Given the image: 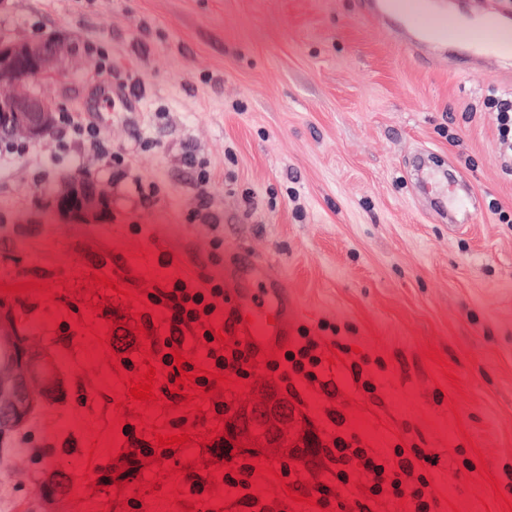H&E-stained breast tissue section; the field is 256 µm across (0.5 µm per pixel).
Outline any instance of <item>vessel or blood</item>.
I'll use <instances>...</instances> for the list:
<instances>
[{"mask_svg": "<svg viewBox=\"0 0 512 512\" xmlns=\"http://www.w3.org/2000/svg\"><path fill=\"white\" fill-rule=\"evenodd\" d=\"M368 18L400 16L398 40L417 58L429 60L431 48L453 43L470 51L469 63L495 60L501 32L493 19L470 25L461 22L438 0H358ZM224 283L234 306V332L240 342L260 356L282 348L288 340L293 298L288 281L274 263L248 251H232L224 266Z\"/></svg>", "mask_w": 512, "mask_h": 512, "instance_id": "vessel-or-blood-1", "label": "vessel or blood"}]
</instances>
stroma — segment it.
<instances>
[{
  "instance_id": "35a3bbf8",
  "label": "stroma",
  "mask_w": 512,
  "mask_h": 512,
  "mask_svg": "<svg viewBox=\"0 0 512 512\" xmlns=\"http://www.w3.org/2000/svg\"><path fill=\"white\" fill-rule=\"evenodd\" d=\"M0 38L67 46L59 73L34 87L54 112L94 122L108 151L97 157L66 130L0 158V305L30 337L29 376L47 395L27 416L32 444L15 431L0 439L16 460L44 454L27 478L0 469L17 503H39L41 481L75 472L85 481L68 512H237L241 492L225 486L205 440L224 437L229 417L267 388L286 393L279 372L256 360L243 383L214 387L220 415L193 410L164 383L157 408L117 399L129 393L124 376L141 370L136 315L154 277L206 287L220 280L226 250L244 246L276 260L295 292L289 349L307 329L340 389H302L297 418L325 440L355 433L382 453H441L436 512H512V223L499 219L512 216V175L485 105L489 87L512 94V47L472 71L419 62L356 0H0ZM189 151L210 174L217 224L189 218ZM426 151L482 199L463 229L442 223L418 191ZM114 152L125 157L120 179ZM70 176L109 183V209L81 222L63 215L51 198ZM152 183L160 191L148 204L137 187ZM97 272L136 302L90 291ZM41 281L55 290L47 305ZM86 328L104 336L102 357L77 341ZM355 362L375 394L356 387ZM70 418L84 429H65ZM128 427L143 440L192 433L143 478L101 485L100 468L120 466L130 448ZM194 476L202 492H192Z\"/></svg>"
}]
</instances>
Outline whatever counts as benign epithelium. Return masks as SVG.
Segmentation results:
<instances>
[{"label":"benign epithelium","instance_id":"obj_1","mask_svg":"<svg viewBox=\"0 0 512 512\" xmlns=\"http://www.w3.org/2000/svg\"><path fill=\"white\" fill-rule=\"evenodd\" d=\"M62 59L59 42H0V134L21 133L38 140L54 123V114L45 100L28 89L39 77L56 73ZM100 187L86 182L70 184L67 193L80 211L103 208ZM23 398L16 392L0 391V417L21 414ZM293 410L272 389L250 407L238 411L227 425L235 443L243 447L268 448L283 454L299 447Z\"/></svg>","mask_w":512,"mask_h":512}]
</instances>
